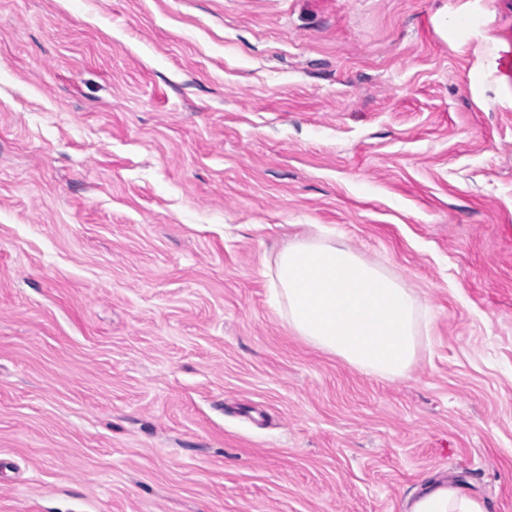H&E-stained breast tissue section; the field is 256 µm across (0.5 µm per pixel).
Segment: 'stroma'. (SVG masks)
Segmentation results:
<instances>
[{
    "label": "stroma",
    "mask_w": 512,
    "mask_h": 512,
    "mask_svg": "<svg viewBox=\"0 0 512 512\" xmlns=\"http://www.w3.org/2000/svg\"><path fill=\"white\" fill-rule=\"evenodd\" d=\"M512 0H0V512H512ZM320 227L428 314L363 374ZM273 294L308 344L367 375L405 377L424 323L411 288L336 238L296 240L275 260ZM412 512H487L483 503L470 497L463 489L448 481V487L422 496Z\"/></svg>",
    "instance_id": "35a3bbf8"
}]
</instances>
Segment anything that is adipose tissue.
<instances>
[{
  "label": "adipose tissue",
  "mask_w": 512,
  "mask_h": 512,
  "mask_svg": "<svg viewBox=\"0 0 512 512\" xmlns=\"http://www.w3.org/2000/svg\"><path fill=\"white\" fill-rule=\"evenodd\" d=\"M273 294L308 344L367 375L405 377L424 322L411 288L380 258L328 236L294 241L279 253ZM412 512H486L456 484L422 496Z\"/></svg>",
  "instance_id": "adipose-tissue-1"
}]
</instances>
